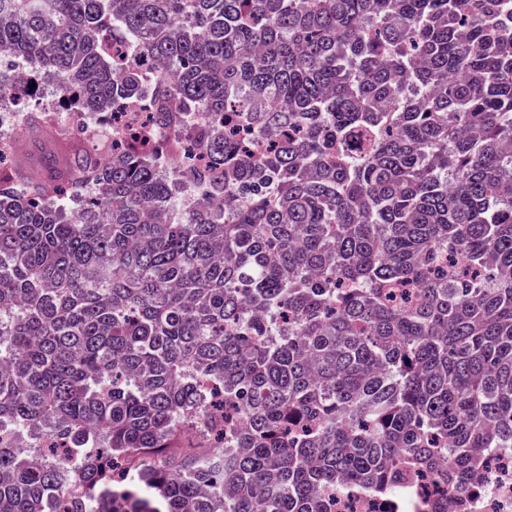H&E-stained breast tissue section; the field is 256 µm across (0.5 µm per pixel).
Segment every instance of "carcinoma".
Instances as JSON below:
<instances>
[{
	"instance_id": "1",
	"label": "carcinoma",
	"mask_w": 512,
	"mask_h": 512,
	"mask_svg": "<svg viewBox=\"0 0 512 512\" xmlns=\"http://www.w3.org/2000/svg\"><path fill=\"white\" fill-rule=\"evenodd\" d=\"M2 92L69 153L0 130V512H469L512 451V0H0ZM123 116L120 122L110 124H101L99 121L94 124L92 121H84L83 124L75 123L74 128L79 129L87 137L97 134H110L114 139L122 137L126 132L133 131L136 126L142 123L143 116L139 112H129ZM19 136L25 148L24 160L29 169L35 173L43 172V156L46 153L61 155V145L55 137L47 130L21 131ZM353 512H389L394 507L386 500L371 497L365 493L357 492L348 498Z\"/></svg>"
}]
</instances>
